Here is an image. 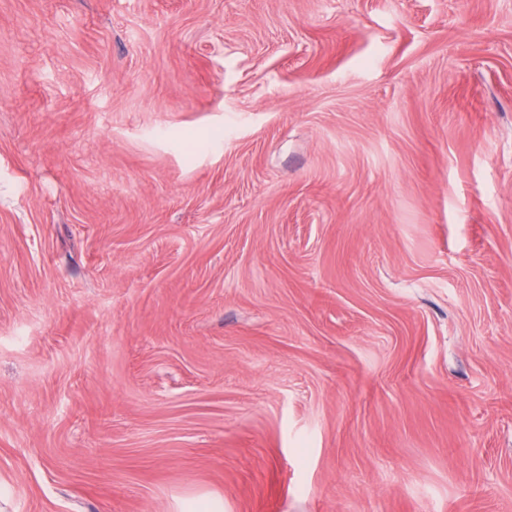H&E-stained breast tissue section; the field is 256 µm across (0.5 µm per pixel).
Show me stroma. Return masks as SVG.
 Segmentation results:
<instances>
[{
  "instance_id": "35a3bbf8",
  "label": "stroma",
  "mask_w": 512,
  "mask_h": 512,
  "mask_svg": "<svg viewBox=\"0 0 512 512\" xmlns=\"http://www.w3.org/2000/svg\"><path fill=\"white\" fill-rule=\"evenodd\" d=\"M0 512H512V0H0Z\"/></svg>"
}]
</instances>
